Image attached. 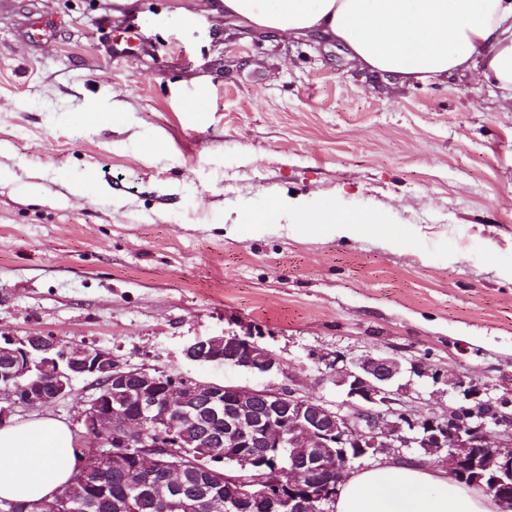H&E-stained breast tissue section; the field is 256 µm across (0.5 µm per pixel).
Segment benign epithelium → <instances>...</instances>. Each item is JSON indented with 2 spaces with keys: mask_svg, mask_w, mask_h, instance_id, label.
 I'll return each mask as SVG.
<instances>
[{
  "mask_svg": "<svg viewBox=\"0 0 512 512\" xmlns=\"http://www.w3.org/2000/svg\"><path fill=\"white\" fill-rule=\"evenodd\" d=\"M184 358L199 364H224L251 374L281 371L272 355L250 335L226 333L189 344ZM0 356L13 366L0 369V423L19 407L48 404L73 391V382L95 377L98 393L88 401L77 423L91 441L86 457L100 458L107 448L114 456L137 449L141 486L155 487L153 478L181 466L166 458H187L177 423L224 422V447L235 462L224 476V505L261 498L267 512H326L355 462L379 455L403 458V449L441 456L448 475L473 476L482 489L512 500V413L504 406L495 417L483 413L494 401L481 398L480 388L460 376L454 388L470 402L472 420L414 415L393 408L404 374L423 376L417 362L405 366L396 356L366 355L349 365L342 357L321 358V373L345 396L336 404L301 395L293 388L251 389L199 383L149 368H130L112 352L78 346L68 349L52 336L27 340L0 335ZM53 385V395L42 389ZM130 394L133 408L112 401V392ZM323 473V481L308 476ZM288 480V496L268 493Z\"/></svg>",
  "mask_w": 512,
  "mask_h": 512,
  "instance_id": "1",
  "label": "benign epithelium"
}]
</instances>
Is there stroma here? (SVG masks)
I'll return each instance as SVG.
<instances>
[{
  "label": "stroma",
  "mask_w": 512,
  "mask_h": 512,
  "mask_svg": "<svg viewBox=\"0 0 512 512\" xmlns=\"http://www.w3.org/2000/svg\"><path fill=\"white\" fill-rule=\"evenodd\" d=\"M300 197L308 224L269 215ZM378 212L387 237L318 232ZM265 223H255V216ZM338 403L316 357L420 361L512 401V112L476 75L408 87L338 45L258 37L209 0H0V333ZM251 334L266 376L186 360ZM96 393L18 409L74 424Z\"/></svg>",
  "instance_id": "obj_1"
}]
</instances>
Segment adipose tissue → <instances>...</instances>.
Here are the masks:
<instances>
[{
	"label": "adipose tissue",
	"mask_w": 512,
	"mask_h": 512,
	"mask_svg": "<svg viewBox=\"0 0 512 512\" xmlns=\"http://www.w3.org/2000/svg\"><path fill=\"white\" fill-rule=\"evenodd\" d=\"M214 13L260 34L336 42L364 71L424 85L478 74L512 112V0H212ZM65 422L35 416L0 425V500L38 501L63 489L78 464ZM332 512H500L482 493L386 459L352 473Z\"/></svg>",
	"instance_id": "obj_1"
}]
</instances>
